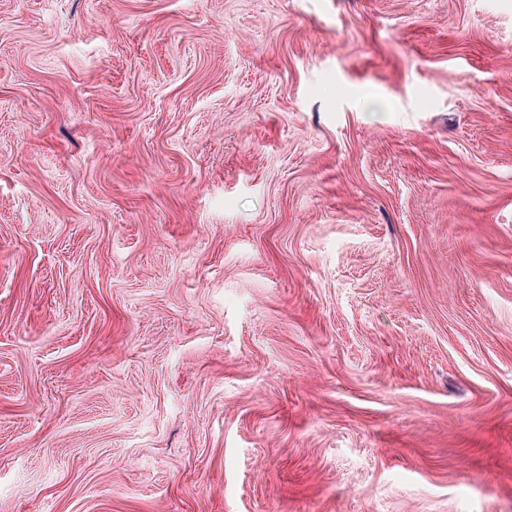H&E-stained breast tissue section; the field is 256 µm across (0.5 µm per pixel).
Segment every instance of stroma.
Returning a JSON list of instances; mask_svg holds the SVG:
<instances>
[{
    "mask_svg": "<svg viewBox=\"0 0 512 512\" xmlns=\"http://www.w3.org/2000/svg\"><path fill=\"white\" fill-rule=\"evenodd\" d=\"M0 512H512V0H0Z\"/></svg>",
    "mask_w": 512,
    "mask_h": 512,
    "instance_id": "1",
    "label": "stroma"
}]
</instances>
